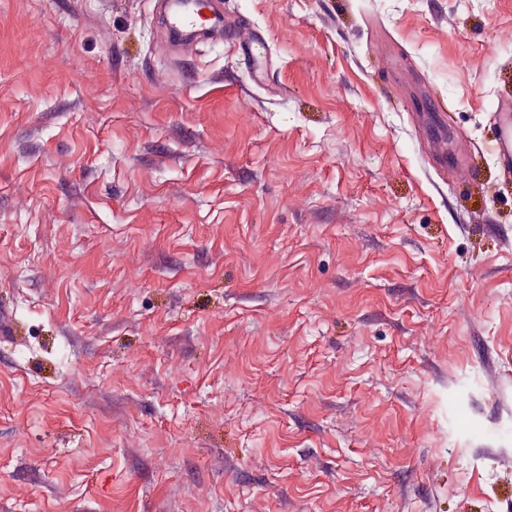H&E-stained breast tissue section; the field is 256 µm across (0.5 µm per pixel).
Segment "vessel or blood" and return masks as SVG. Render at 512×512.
I'll return each instance as SVG.
<instances>
[{
    "instance_id": "obj_1",
    "label": "vessel or blood",
    "mask_w": 512,
    "mask_h": 512,
    "mask_svg": "<svg viewBox=\"0 0 512 512\" xmlns=\"http://www.w3.org/2000/svg\"><path fill=\"white\" fill-rule=\"evenodd\" d=\"M158 9L164 15L172 39L182 35H197L208 40L229 42L245 56H254L260 40L246 33L241 19H228L223 0H159ZM500 133L495 142L497 152L512 154V109L499 114Z\"/></svg>"
}]
</instances>
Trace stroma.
<instances>
[{"label": "stroma", "mask_w": 512, "mask_h": 512, "mask_svg": "<svg viewBox=\"0 0 512 512\" xmlns=\"http://www.w3.org/2000/svg\"><path fill=\"white\" fill-rule=\"evenodd\" d=\"M224 11L0 0V512H512V0ZM201 3L204 5L199 6ZM223 4L222 0H162L155 6L164 15L174 42L184 34L199 35L208 40L227 41L245 56L257 58L255 47L261 39L246 33L239 17L228 19ZM500 133L495 142L496 151L503 154H512V114L511 107L506 105L499 113Z\"/></svg>", "instance_id": "1"}]
</instances>
